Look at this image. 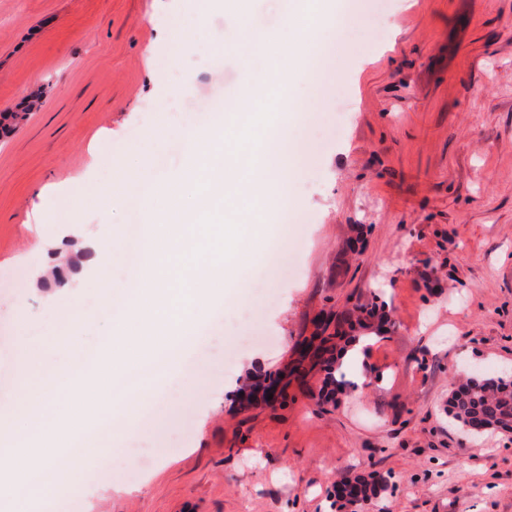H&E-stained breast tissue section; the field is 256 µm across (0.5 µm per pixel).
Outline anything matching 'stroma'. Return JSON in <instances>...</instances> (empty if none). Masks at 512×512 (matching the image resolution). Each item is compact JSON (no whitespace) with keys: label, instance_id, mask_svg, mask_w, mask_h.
Listing matches in <instances>:
<instances>
[{"label":"stroma","instance_id":"stroma-1","mask_svg":"<svg viewBox=\"0 0 512 512\" xmlns=\"http://www.w3.org/2000/svg\"><path fill=\"white\" fill-rule=\"evenodd\" d=\"M389 2L375 24L374 0H344L355 18L329 38L320 80L293 91L306 109L280 102L276 122L298 127L300 159L282 170L296 199L265 201L266 247L173 362L179 384L112 421L119 461L95 447L44 474L63 484L77 465L83 485L38 512H336L349 473L383 478L388 512H512V434L474 440L446 415L466 372L512 371V0ZM174 26L204 54L170 40ZM244 27L272 38L280 17L269 0L243 16L233 0H0V112L42 95L0 139V403L20 391L22 336L59 332L71 292L88 321L71 363L111 319L79 232L104 243L97 263L122 286L112 247L164 221L136 193L114 206L87 193L179 171L190 135L223 127L225 99L250 110ZM62 256L63 281L35 287ZM358 303L389 316L364 350L372 385L341 368L334 404L321 376L284 380L318 317Z\"/></svg>","mask_w":512,"mask_h":512}]
</instances>
